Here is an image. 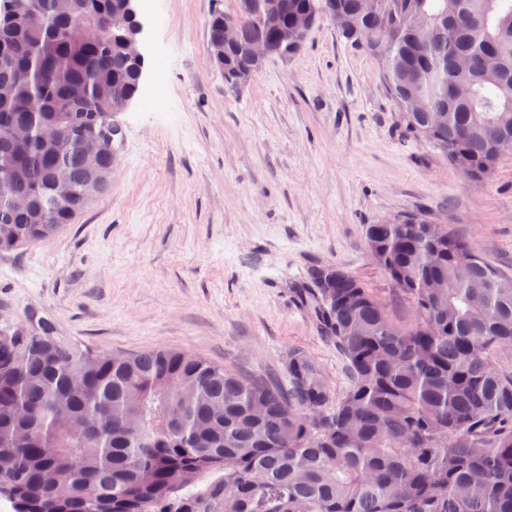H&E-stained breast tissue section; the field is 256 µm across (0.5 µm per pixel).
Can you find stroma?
I'll return each instance as SVG.
<instances>
[{"label":"stroma","mask_w":512,"mask_h":512,"mask_svg":"<svg viewBox=\"0 0 512 512\" xmlns=\"http://www.w3.org/2000/svg\"><path fill=\"white\" fill-rule=\"evenodd\" d=\"M236 0H155L141 91L118 114L108 191L50 242L0 253V314L49 316L99 350L163 347L280 385L307 352L336 392L343 361L292 293L316 263L413 311L364 249L414 213L512 273V153L485 183L408 135L377 62L317 24L301 51L227 91L207 22Z\"/></svg>","instance_id":"obj_1"}]
</instances>
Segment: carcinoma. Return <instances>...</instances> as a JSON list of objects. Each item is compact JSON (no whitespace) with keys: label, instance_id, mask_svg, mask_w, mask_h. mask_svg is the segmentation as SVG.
<instances>
[{"label":"carcinoma","instance_id":"obj_1","mask_svg":"<svg viewBox=\"0 0 512 512\" xmlns=\"http://www.w3.org/2000/svg\"><path fill=\"white\" fill-rule=\"evenodd\" d=\"M343 37L380 64L406 129L481 182L512 153V0H288L275 26L262 0L242 13L224 49V85L241 86L243 50L274 43L296 55L295 16L331 8ZM105 25L108 46L66 34ZM124 0H3L0 4V169L34 203L68 170L72 194L48 224H28L0 193V252L45 243L112 178V144L88 167L87 122L115 117L142 77L126 57ZM224 44V11L207 24ZM417 104L418 111L408 107ZM65 131L42 147L43 127ZM26 127L18 148L6 131ZM421 215L369 224L373 262L413 308L397 325L386 304L333 263L292 284L345 365L336 394L315 361L288 353L287 385L243 377L166 348L108 353L54 322L0 325V500L11 512H512V275L469 241ZM320 270L343 271L331 288ZM220 476L204 487V471Z\"/></svg>","mask_w":512,"mask_h":512}]
</instances>
